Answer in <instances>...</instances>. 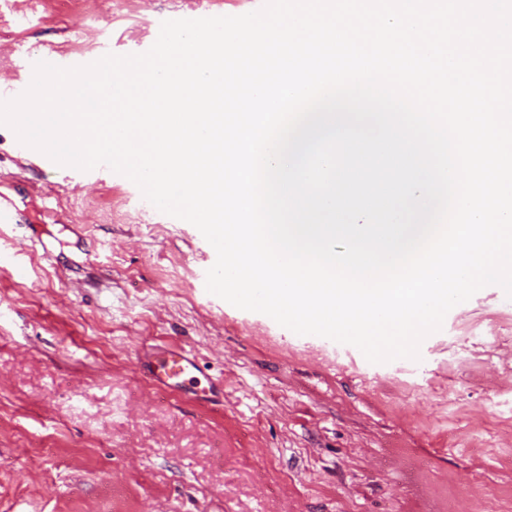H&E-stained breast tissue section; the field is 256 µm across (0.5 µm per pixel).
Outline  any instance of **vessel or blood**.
Segmentation results:
<instances>
[{"label": "vessel or blood", "instance_id": "vessel-or-blood-1", "mask_svg": "<svg viewBox=\"0 0 512 512\" xmlns=\"http://www.w3.org/2000/svg\"><path fill=\"white\" fill-rule=\"evenodd\" d=\"M40 61L59 67L74 64L73 59L64 54L53 56L27 50L21 55L19 67L29 72ZM136 365L153 388L172 396L185 395L205 405L224 391L223 382L204 378L195 354L180 346L156 345L141 351Z\"/></svg>", "mask_w": 512, "mask_h": 512}]
</instances>
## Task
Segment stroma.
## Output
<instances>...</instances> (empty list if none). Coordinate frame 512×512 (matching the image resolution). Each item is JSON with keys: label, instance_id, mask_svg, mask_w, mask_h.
<instances>
[{"label": "stroma", "instance_id": "1", "mask_svg": "<svg viewBox=\"0 0 512 512\" xmlns=\"http://www.w3.org/2000/svg\"><path fill=\"white\" fill-rule=\"evenodd\" d=\"M208 0H0L16 45L141 54ZM0 125V206L29 274L0 269V512H512V299L453 307L419 360L369 362L201 288L191 223L112 173L27 168ZM184 346L223 377L205 407L155 392L136 356Z\"/></svg>", "mask_w": 512, "mask_h": 512}]
</instances>
